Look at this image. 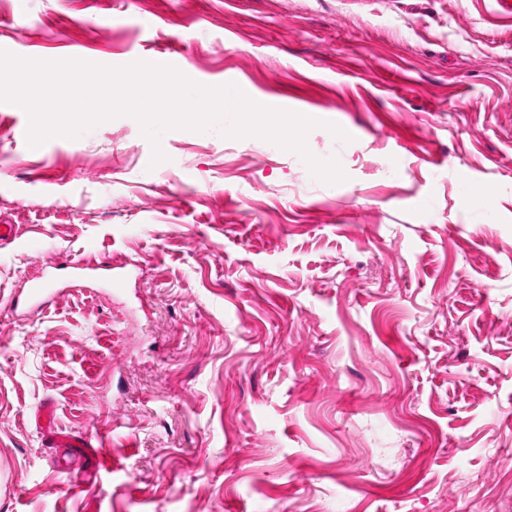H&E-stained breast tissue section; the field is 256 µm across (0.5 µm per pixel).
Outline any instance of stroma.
I'll return each mask as SVG.
<instances>
[{
    "label": "stroma",
    "instance_id": "stroma-1",
    "mask_svg": "<svg viewBox=\"0 0 512 512\" xmlns=\"http://www.w3.org/2000/svg\"><path fill=\"white\" fill-rule=\"evenodd\" d=\"M493 8L0 0L19 58L173 51L197 84L286 94L346 175L221 122L163 133L156 164L130 115L34 153L0 102V224L20 227L0 245V512H512V21ZM87 258L121 287L75 276ZM48 400L111 471L50 447Z\"/></svg>",
    "mask_w": 512,
    "mask_h": 512
}]
</instances>
